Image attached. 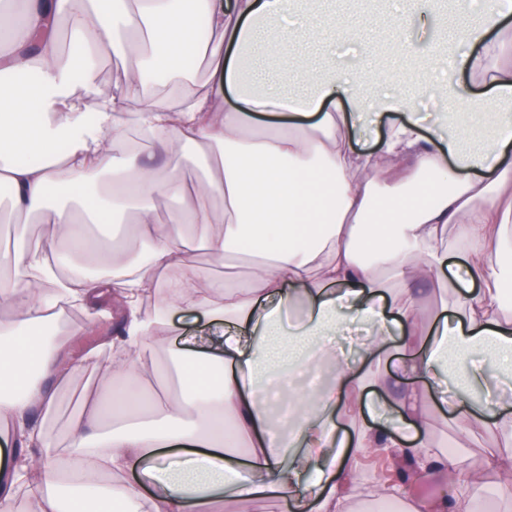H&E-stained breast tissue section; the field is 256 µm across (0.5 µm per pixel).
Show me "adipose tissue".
<instances>
[{
  "label": "adipose tissue",
  "mask_w": 512,
  "mask_h": 512,
  "mask_svg": "<svg viewBox=\"0 0 512 512\" xmlns=\"http://www.w3.org/2000/svg\"><path fill=\"white\" fill-rule=\"evenodd\" d=\"M66 22L81 42L82 80L56 36ZM319 39L296 0H24L21 9L0 11V76L36 73L31 84L0 92V183L9 188L17 217H39L54 239L87 264L111 268L101 279L67 266L59 252L16 245L0 304V424L16 427L28 455L0 450V512H14L18 495L38 512H61L62 490L79 483L120 512H214L218 501L273 494L294 512L316 502L319 512H348V488L356 449L394 448L411 475L444 478L450 497L418 500L408 512H459L472 487L497 481L512 498V474L496 458L472 463L467 479L455 477L448 453L426 440L405 444L395 423L424 425L427 400L411 390L372 408H339L345 386L385 387L380 370L393 339L418 345L411 372L449 395V415L465 430H494L512 439V416L489 393L502 373L512 372V26L503 22L500 0H482L467 33L476 45L461 65L489 87L485 96L455 85L439 91L443 110L425 130L413 97L367 93L359 74L333 69L319 75L303 60L299 96L276 89L246 71L263 46L287 45L289 37ZM123 59L136 55L121 81L99 83L102 51ZM192 53L208 56V74L196 81L183 65ZM188 88L181 105L149 95L150 85ZM135 113L149 134L150 150H118L124 117ZM391 114L374 148H359L363 125ZM196 150L205 178L186 186L182 163ZM72 187L99 190L100 205L72 208L53 202ZM177 197L170 223L153 219L151 202ZM224 203L223 226L210 227L207 205ZM128 224L129 240L102 248L79 238L82 221ZM252 240L251 273L232 283H204L186 261L192 244L227 259ZM462 253L461 273L444 274L447 259ZM448 289L449 300L429 327L419 323V281ZM161 291L159 308L141 307L143 295ZM79 303L91 314L110 308L117 329L100 346L78 347L76 332L30 342L56 304ZM305 315L298 334H284L282 317L296 303ZM206 311L212 322L233 320L219 353L171 352L174 361L218 369L203 389L186 374L174 394L150 398L124 388L107 400L84 393L63 447H54L43 426L57 412L72 377L112 352V371L148 383L157 376L156 354L166 348L160 308ZM371 324L362 368L338 359L325 339L345 318ZM481 355L477 367L450 371L448 350ZM331 360L335 373L317 384L310 401L298 404L287 426L273 422L271 399L258 372H287L304 350ZM37 410L42 425L24 416ZM347 417L354 436L346 444L336 415ZM194 424H185V416ZM247 447L244 467H233L231 443ZM203 449L145 496L127 482L131 461L150 462L160 449Z\"/></svg>",
  "instance_id": "adipose-tissue-1"
}]
</instances>
